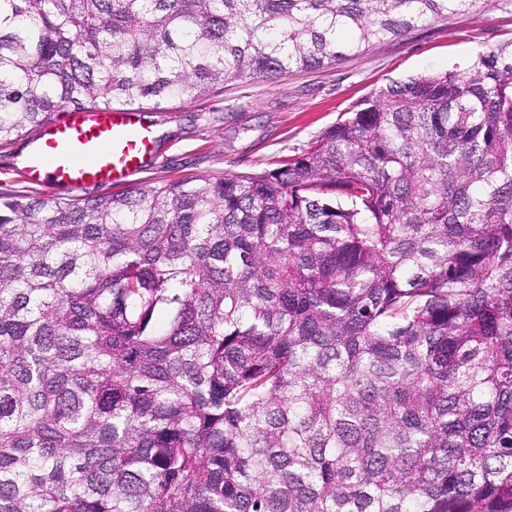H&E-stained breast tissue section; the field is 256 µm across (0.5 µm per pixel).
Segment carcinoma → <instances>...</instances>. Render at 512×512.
<instances>
[{"label":"carcinoma","instance_id":"obj_1","mask_svg":"<svg viewBox=\"0 0 512 512\" xmlns=\"http://www.w3.org/2000/svg\"><path fill=\"white\" fill-rule=\"evenodd\" d=\"M485 0H0V144ZM0 512H512V54L257 174L0 199Z\"/></svg>","mask_w":512,"mask_h":512}]
</instances>
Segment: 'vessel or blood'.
<instances>
[{
    "mask_svg": "<svg viewBox=\"0 0 512 512\" xmlns=\"http://www.w3.org/2000/svg\"><path fill=\"white\" fill-rule=\"evenodd\" d=\"M155 142L141 109L68 112L29 142L23 172L30 183L66 191L123 184L143 171Z\"/></svg>",
    "mask_w": 512,
    "mask_h": 512,
    "instance_id": "vessel-or-blood-1",
    "label": "vessel or blood"
}]
</instances>
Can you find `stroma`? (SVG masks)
I'll return each mask as SVG.
<instances>
[{"label": "stroma", "instance_id": "35a3bbf8", "mask_svg": "<svg viewBox=\"0 0 512 512\" xmlns=\"http://www.w3.org/2000/svg\"><path fill=\"white\" fill-rule=\"evenodd\" d=\"M512 53V0H486L477 10L416 24L400 38L313 70H290L214 86L192 102L144 104L156 131L138 187L162 179L259 173L303 154L329 127L392 82L429 72L465 70L485 51ZM35 130L0 147V196L55 194L32 185L19 156Z\"/></svg>", "mask_w": 512, "mask_h": 512}]
</instances>
